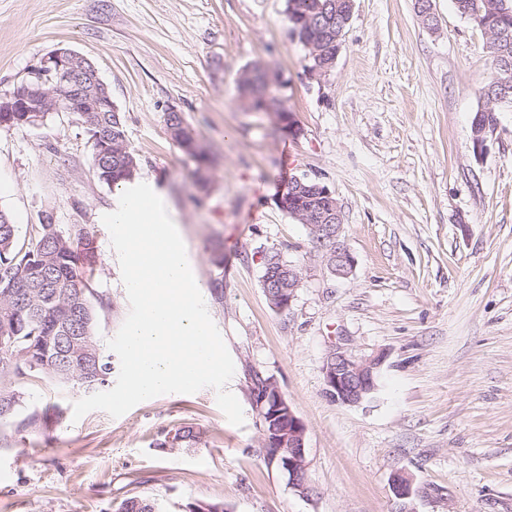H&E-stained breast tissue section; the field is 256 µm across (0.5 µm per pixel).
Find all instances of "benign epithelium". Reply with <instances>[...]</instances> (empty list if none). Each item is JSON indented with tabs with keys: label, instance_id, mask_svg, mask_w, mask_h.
<instances>
[{
	"label": "benign epithelium",
	"instance_id": "benign-epithelium-1",
	"mask_svg": "<svg viewBox=\"0 0 512 512\" xmlns=\"http://www.w3.org/2000/svg\"><path fill=\"white\" fill-rule=\"evenodd\" d=\"M80 70L86 75L85 83L74 82V75ZM32 74L39 77L38 84L33 85L24 80L9 93L0 95V112L46 111L47 91L44 86L50 83L63 96L65 112L72 111L71 97L80 92L87 83L99 86L101 92L97 96L109 104L112 103L108 87L99 78L93 63L72 49L61 47L50 51L33 68ZM306 227L313 238L322 242L329 241L327 256L331 272L338 277L348 276L354 267V258L343 238V216L338 202H333V208L318 216L317 221L306 223ZM384 358L383 352L357 357L345 347H333L324 365L326 393L345 405L361 403L374 391L377 372ZM274 410L281 411L288 418V435L284 438L273 428L265 432L266 440L277 448V452L288 451V454L279 457L280 467L288 474L290 484L305 493L308 487L305 478L307 464L303 425L280 394L277 395ZM391 488L396 499L400 501L399 512H414L407 504L412 496L410 477L402 472L394 474Z\"/></svg>",
	"mask_w": 512,
	"mask_h": 512
}]
</instances>
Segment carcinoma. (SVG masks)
Wrapping results in <instances>:
<instances>
[{
  "mask_svg": "<svg viewBox=\"0 0 512 512\" xmlns=\"http://www.w3.org/2000/svg\"><path fill=\"white\" fill-rule=\"evenodd\" d=\"M457 12L488 35L486 54L491 80L480 90L485 105L475 116L492 126L496 112L512 108V4L508 0H453ZM288 19L297 33H306L308 69L322 68L336 57L340 34L339 8L342 0H287ZM269 70L255 64L242 71L238 83L245 104L253 109H273L283 124L288 111L266 96L265 76ZM44 112H1L0 127H34L43 123ZM84 132L93 140L92 172L98 181L115 187L134 179L138 159L130 148L124 121L117 109L110 112H81ZM171 140L186 155L202 163L205 152L195 130L181 113H166ZM329 200L320 191L290 197L283 195L279 208L293 215H318ZM99 255L93 241L80 233L74 238L58 230L52 216L39 225L37 236L19 243L18 227L11 213L0 208V404L17 411L23 392L17 383L37 377L58 384L75 383L86 393L100 390L111 373L95 334L97 314L92 302L90 276L80 267L93 269ZM262 286L271 307L280 305L281 289L288 287V260L279 253L264 256ZM268 379H253L254 403L263 428H271L265 401ZM118 512H158L154 500L130 497L121 501Z\"/></svg>",
  "mask_w": 512,
  "mask_h": 512,
  "instance_id": "cac0c4a2",
  "label": "carcinoma"
}]
</instances>
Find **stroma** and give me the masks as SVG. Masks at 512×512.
Masks as SVG:
<instances>
[{
    "label": "stroma",
    "mask_w": 512,
    "mask_h": 512,
    "mask_svg": "<svg viewBox=\"0 0 512 512\" xmlns=\"http://www.w3.org/2000/svg\"><path fill=\"white\" fill-rule=\"evenodd\" d=\"M286 0H0V93L57 47L98 69L122 113L147 183L179 226L207 310L233 358L227 388L166 394L121 417L74 419L78 386L32 377L0 421V512H116L129 496L160 512L195 503L224 512H396L391 477L412 480L415 512H512V109L476 147L471 123L490 69L487 34L433 0H354L326 77H312ZM260 63L293 123L255 111L237 77ZM181 112L212 157L200 194L195 162L170 139ZM92 144L70 112L36 127L0 128V208L20 240L45 216L91 237L100 342L129 313L118 255L102 222L120 191L91 171ZM327 186L355 260L332 274L308 229L277 206L282 183ZM223 266L212 263L214 249ZM298 264L289 308L262 288L271 251ZM384 353L374 391L336 402L323 366L332 345ZM271 379L305 428L309 495L265 458L251 394ZM46 425L20 428L32 412ZM192 439L166 441L180 427Z\"/></svg>",
    "instance_id": "stroma-1"
}]
</instances>
